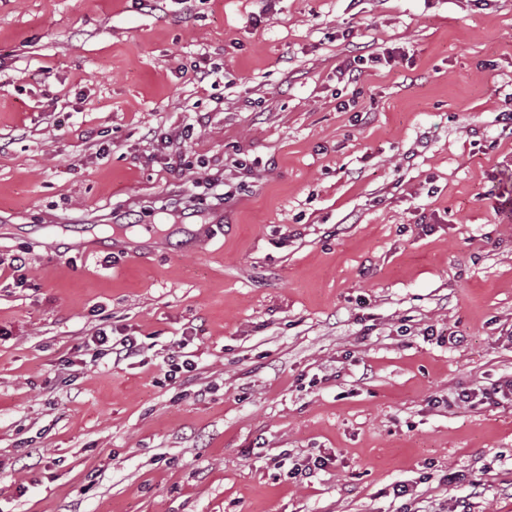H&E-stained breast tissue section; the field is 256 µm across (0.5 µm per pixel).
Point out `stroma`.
Returning <instances> with one entry per match:
<instances>
[{"mask_svg": "<svg viewBox=\"0 0 512 512\" xmlns=\"http://www.w3.org/2000/svg\"><path fill=\"white\" fill-rule=\"evenodd\" d=\"M509 110L512 0H0V512H512ZM112 339L104 327L97 328L94 336H91V342L95 344L96 350L92 356L93 361L103 358L109 354L115 356V361L127 360L140 353V347L137 340L132 336H122L120 339L108 345Z\"/></svg>", "mask_w": 512, "mask_h": 512, "instance_id": "1", "label": "stroma"}]
</instances>
